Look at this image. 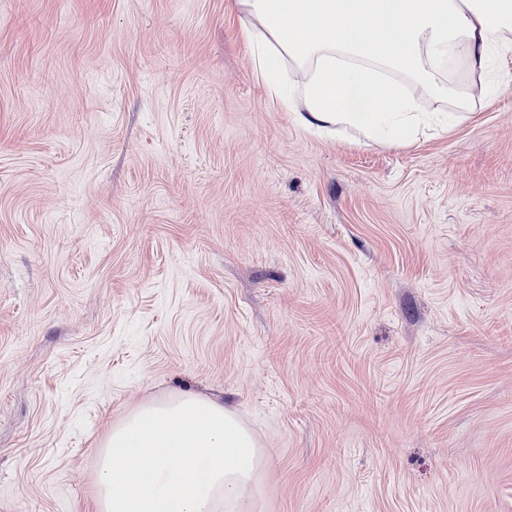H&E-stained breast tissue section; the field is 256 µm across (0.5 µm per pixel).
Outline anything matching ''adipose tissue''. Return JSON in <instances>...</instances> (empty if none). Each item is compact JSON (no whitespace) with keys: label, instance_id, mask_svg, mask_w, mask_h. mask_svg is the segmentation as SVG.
<instances>
[{"label":"adipose tissue","instance_id":"adipose-tissue-1","mask_svg":"<svg viewBox=\"0 0 512 512\" xmlns=\"http://www.w3.org/2000/svg\"><path fill=\"white\" fill-rule=\"evenodd\" d=\"M240 34L271 101L310 131L412 142L429 101L467 109L452 75L484 78L512 49V0H240ZM287 61L300 72L286 84ZM416 86L407 93L405 83ZM264 458L223 403L176 392L110 422L97 445L95 512H255Z\"/></svg>","mask_w":512,"mask_h":512}]
</instances>
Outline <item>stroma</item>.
<instances>
[{
	"label": "stroma",
	"instance_id": "obj_1",
	"mask_svg": "<svg viewBox=\"0 0 512 512\" xmlns=\"http://www.w3.org/2000/svg\"><path fill=\"white\" fill-rule=\"evenodd\" d=\"M237 0H0V512H93L184 390L258 512H512V50L408 145L272 104Z\"/></svg>",
	"mask_w": 512,
	"mask_h": 512
}]
</instances>
